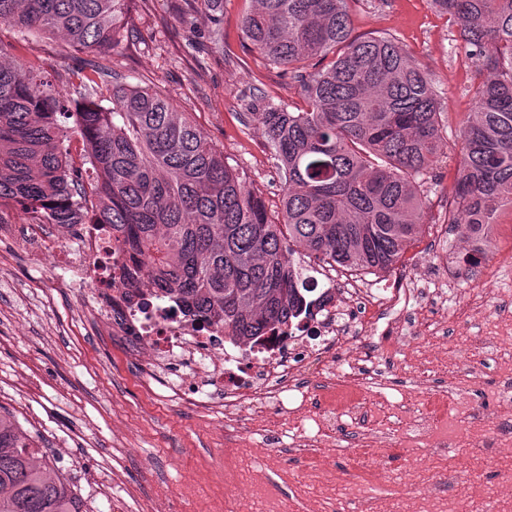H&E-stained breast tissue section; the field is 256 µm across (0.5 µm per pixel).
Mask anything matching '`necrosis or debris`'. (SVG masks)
I'll use <instances>...</instances> for the list:
<instances>
[{"label": "necrosis or debris", "mask_w": 512, "mask_h": 512, "mask_svg": "<svg viewBox=\"0 0 512 512\" xmlns=\"http://www.w3.org/2000/svg\"><path fill=\"white\" fill-rule=\"evenodd\" d=\"M76 247L58 245L43 236H18L14 225H0V242L7 240L48 259L61 273L66 288H88L99 295L97 315L107 325L114 345L131 356L148 359L149 371L162 380L169 400L203 414L224 416V437L236 456L217 463L215 471L225 485L247 483L248 491L230 512H512V470L501 471L496 483L474 481L457 470L438 469L426 484H419L416 453L427 451L442 459L447 450L466 444L478 454L512 448V361L501 364L494 381L468 374L491 408L467 410L466 426L448 418L453 390L448 373L432 374L433 393L425 409L413 411L403 402L397 408L402 426L398 439L374 428L362 396L375 369L362 353L344 362L329 352L356 342L364 334L376 336L375 351L394 358L403 340L397 318L415 290L404 286L359 288L336 286V301L315 313L307 329L294 340L272 347L264 355H246L244 349L217 331H200L167 314L164 300H154L145 311L120 306L107 286L100 263L111 252V241L90 225H81ZM316 378L321 393L312 398L314 423L295 417L284 426L274 410H285L308 393L309 378ZM354 414L355 424L335 435L339 410ZM342 444L350 467L336 471L323 465L318 450ZM404 455L399 478H392L384 463ZM305 460V491L283 497L279 464L286 457Z\"/></svg>", "instance_id": "obj_1"}]
</instances>
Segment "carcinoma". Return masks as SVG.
<instances>
[{
  "label": "carcinoma",
  "instance_id": "obj_1",
  "mask_svg": "<svg viewBox=\"0 0 512 512\" xmlns=\"http://www.w3.org/2000/svg\"><path fill=\"white\" fill-rule=\"evenodd\" d=\"M132 0H0V23L64 34L80 51L121 43ZM252 48L299 83L301 105L250 113L278 161L280 211L157 91L85 74L64 100L21 63L1 61L0 224H90L112 239L109 281L130 309L161 296L173 314L255 347L328 301L297 255L386 272L418 239L422 186L442 148L440 94L391 35L355 36L347 0H252ZM471 62L473 111L460 131L448 223H494L512 208V0H434ZM215 18L224 0H182ZM327 60L309 69L310 61ZM111 103L106 107L103 102ZM74 119L81 162L64 145ZM0 413V512H81L70 483Z\"/></svg>",
  "mask_w": 512,
  "mask_h": 512
}]
</instances>
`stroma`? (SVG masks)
Listing matches in <instances>:
<instances>
[{
	"label": "stroma",
	"mask_w": 512,
	"mask_h": 512,
	"mask_svg": "<svg viewBox=\"0 0 512 512\" xmlns=\"http://www.w3.org/2000/svg\"><path fill=\"white\" fill-rule=\"evenodd\" d=\"M251 0H224V44L210 39L206 14L185 15L180 0H137L125 18V37L106 52L71 49L57 35L27 32L0 23V45L47 80L62 98L76 97L74 70L98 73L122 83L160 92L187 112L229 164L243 169L270 211L280 207L276 160L251 113L299 100L298 85L251 48L241 19ZM354 34L394 35L435 79L441 93L444 144L427 179L429 220L419 241L390 271L371 282L399 287L407 277L429 287L447 280V302L428 301L425 313L444 317L439 332L418 329L420 342L440 359L493 376L499 339L489 333L500 311H512V267L483 280L460 256L461 230L445 213L459 161L460 130L472 109L467 91L471 69L454 40L455 28L432 0H348ZM48 266L34 254L0 252V408L15 415L76 492H84L85 457L94 458L121 483L132 512H208L231 490L213 466L229 450L224 417L202 416L174 407L161 391H150V376L134 358L120 353L90 320L96 307L67 288L47 287ZM484 292L486 310L458 322L443 314L471 293ZM410 349L381 365L373 394L423 403L431 387L425 378H406ZM85 434L82 444L66 435ZM188 486L191 496L179 488Z\"/></svg>",
	"instance_id": "1"
}]
</instances>
